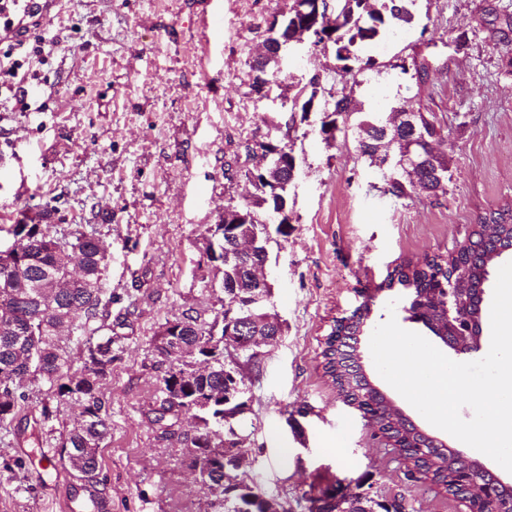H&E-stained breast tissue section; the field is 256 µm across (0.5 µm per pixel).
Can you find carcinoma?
Returning <instances> with one entry per match:
<instances>
[{
	"instance_id": "obj_1",
	"label": "carcinoma",
	"mask_w": 512,
	"mask_h": 512,
	"mask_svg": "<svg viewBox=\"0 0 512 512\" xmlns=\"http://www.w3.org/2000/svg\"><path fill=\"white\" fill-rule=\"evenodd\" d=\"M415 0H337L330 16L317 14L316 0H292L283 18L288 24L312 29L309 41L314 47L329 49L336 61V72L352 75L374 67L376 61L367 54L376 42L397 34L415 19ZM286 52H273L249 63L254 73L262 72L266 89L257 82L250 84L256 101L281 87V62ZM305 101H330L331 115L349 121L350 134L357 151L382 181L383 192L397 200L418 197H439L448 193L450 164L448 154L450 129L436 112L422 102L400 105L391 112L362 115L356 109L352 91L342 86L334 91L322 86L321 76L309 78L297 91ZM412 113L427 138L434 144L427 165L412 174L402 165V143L393 142L407 134L409 123L405 114ZM254 193L246 204L227 202L236 210L237 224H219L222 236L248 235L263 217L275 208L289 206L285 169L270 161L255 172L250 180ZM58 211L54 201L45 202L39 210L23 213L10 225L8 234L14 246L12 263H0V428L9 425L25 401L21 384L43 388L56 405L44 404L43 418L50 420L66 404L79 409L80 424L62 434L60 445L68 449L66 458L71 470L94 476L100 468V448L110 435L102 382L112 374L116 359L112 345V293L105 288L108 265L106 251L96 232L66 231L51 223ZM460 248L468 252L466 274L470 288V313L481 312L484 284L488 268L504 253L512 250V203H505L485 214L474 225ZM223 267L224 298L243 285L248 272L233 270L221 258L213 259ZM453 255H437L421 263L405 261L388 275L390 288H423L433 290L439 280H448V267ZM226 312L210 322L184 314L165 322V330H179L185 350L163 337L160 354L167 363L159 380V408L155 422L176 418L183 410H194L197 427L184 437L179 463L194 471L196 482L211 495L210 512H263L266 493L255 484L236 489L224 504L215 501L224 496L223 464L218 459L220 448H240L249 452L250 435L234 418L238 404H224V337ZM80 334L85 337L83 364L75 367L60 337ZM239 378L250 373L260 375L261 361L253 355L235 354ZM324 375L338 384L343 400L357 395L376 403L380 399L361 385L347 369L340 350L327 341L321 351ZM380 430L398 436L401 430L382 409L371 410ZM433 459L407 461L404 466L421 474L420 482L442 485L456 496L459 493L457 474L468 469L459 462L447 463L444 451L432 443L425 444ZM470 470V469H468ZM476 477L491 482V477L470 470ZM340 497V512H406V497L399 493L386 501L362 500L360 494H343L341 487L328 485L316 495L306 498L308 512H325L323 502Z\"/></svg>"
}]
</instances>
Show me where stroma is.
<instances>
[{
  "label": "stroma",
  "mask_w": 512,
  "mask_h": 512,
  "mask_svg": "<svg viewBox=\"0 0 512 512\" xmlns=\"http://www.w3.org/2000/svg\"><path fill=\"white\" fill-rule=\"evenodd\" d=\"M290 0H54L45 36L54 54L42 69L35 112H0V226L25 208L56 199V223L96 230L107 248L117 356L102 391L110 435L100 469L71 471L57 443L75 410L46 421L35 387L9 430L0 429V512H67L69 499L95 496L99 512H205L206 490L178 458L194 420L172 433L156 423L164 370L156 346L163 325L189 313L212 321L222 273L207 259L209 229L227 201H249L244 145L271 135L264 116L277 101L254 102L249 63L269 18ZM416 22L378 52L353 87L358 108L389 112L422 101L452 130L448 193L398 200L354 142L325 143L317 117L290 132L299 173L290 188L288 236L268 245L266 274L279 341L266 348L245 428L253 447L244 470L303 512L321 478L361 484L370 497L404 493L413 512H467L434 484L412 483L391 448L370 441L359 412L324 375L320 353L334 319L376 291L369 330L403 310L399 289L381 290L401 262L454 250L479 216L512 202V0H417ZM432 63L426 83L402 73L413 56ZM284 96L315 74L335 75L332 53L304 46L286 55ZM306 414L291 420L290 413ZM51 468H42L40 457Z\"/></svg>",
  "instance_id": "obj_1"
}]
</instances>
